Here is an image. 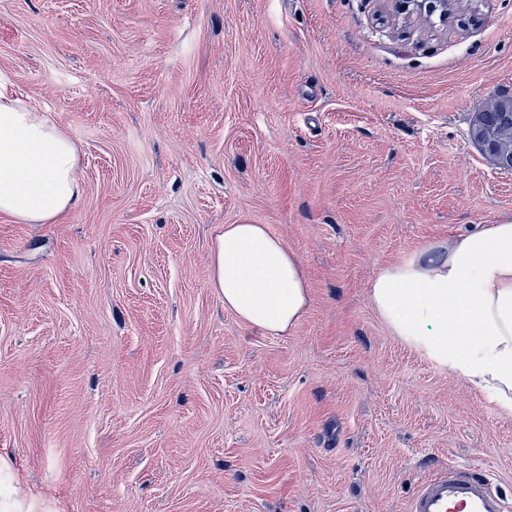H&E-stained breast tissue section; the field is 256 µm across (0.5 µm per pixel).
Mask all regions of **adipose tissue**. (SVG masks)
Returning a JSON list of instances; mask_svg holds the SVG:
<instances>
[{"label": "adipose tissue", "mask_w": 512, "mask_h": 512, "mask_svg": "<svg viewBox=\"0 0 512 512\" xmlns=\"http://www.w3.org/2000/svg\"><path fill=\"white\" fill-rule=\"evenodd\" d=\"M67 132L0 78V213L51 222L81 198ZM211 284L248 329L282 336L310 305L304 269L264 224L214 233ZM368 301L403 345L512 414V222L483 224L383 266Z\"/></svg>", "instance_id": "obj_1"}]
</instances>
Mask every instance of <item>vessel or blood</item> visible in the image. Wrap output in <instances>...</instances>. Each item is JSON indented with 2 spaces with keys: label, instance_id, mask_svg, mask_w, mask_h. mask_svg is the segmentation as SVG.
I'll use <instances>...</instances> for the list:
<instances>
[{
  "label": "vessel or blood",
  "instance_id": "b4317fda",
  "mask_svg": "<svg viewBox=\"0 0 512 512\" xmlns=\"http://www.w3.org/2000/svg\"><path fill=\"white\" fill-rule=\"evenodd\" d=\"M407 512H512V502L493 488L490 473L451 465L420 483Z\"/></svg>",
  "mask_w": 512,
  "mask_h": 512
}]
</instances>
